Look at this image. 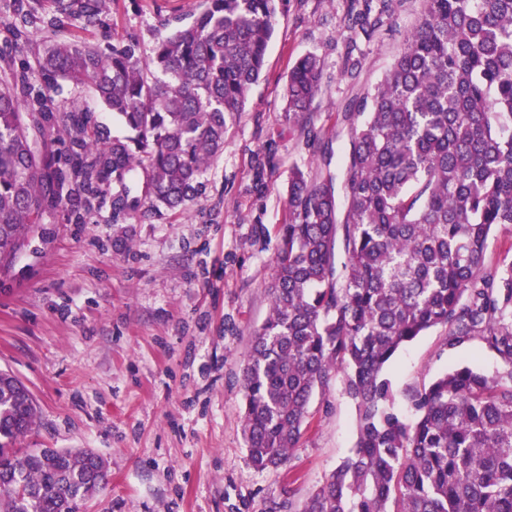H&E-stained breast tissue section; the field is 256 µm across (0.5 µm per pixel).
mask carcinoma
Listing matches in <instances>:
<instances>
[{
    "instance_id": "carcinoma-1",
    "label": "carcinoma",
    "mask_w": 512,
    "mask_h": 512,
    "mask_svg": "<svg viewBox=\"0 0 512 512\" xmlns=\"http://www.w3.org/2000/svg\"><path fill=\"white\" fill-rule=\"evenodd\" d=\"M118 0H0V276L43 217L88 224L111 199L124 224L185 207L259 82L276 0H199L147 46L75 35L29 56L38 32L105 29ZM419 23L374 88L352 97L342 176L323 149L295 166L269 288L272 312L242 369L243 434L258 470L282 467L318 392L342 375L358 412L353 455L303 512H512V262L486 264L512 228V0H422ZM394 0H349L369 40ZM90 86L98 108L69 99ZM320 59L295 60L288 123L307 141ZM116 117L112 135L97 109ZM478 342L506 374L457 365L402 393L387 368L431 329ZM27 386L0 371V512H80L107 462L84 448H20L36 426Z\"/></svg>"
}]
</instances>
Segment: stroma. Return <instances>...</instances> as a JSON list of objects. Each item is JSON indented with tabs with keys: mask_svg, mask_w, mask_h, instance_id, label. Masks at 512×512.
Instances as JSON below:
<instances>
[{
	"mask_svg": "<svg viewBox=\"0 0 512 512\" xmlns=\"http://www.w3.org/2000/svg\"><path fill=\"white\" fill-rule=\"evenodd\" d=\"M197 0H118L110 34L151 42L164 18ZM421 0H399L393 20L371 39H353L346 0H286L261 80L183 210L152 218L68 224L54 215L0 281V369L37 405L25 448H88L108 463L105 489L82 512H270L292 500L301 512L356 440L357 411L333 378L310 406V426L288 462L259 471L248 461L240 370L249 340L271 309L276 230L286 217L283 187L292 167H315L328 148L341 162L348 143L337 114L391 66ZM354 51L361 65L344 72ZM319 56L325 95L309 120L307 146L288 126L284 86L290 64ZM277 168L255 188V158ZM502 371L472 342L455 349L436 328L402 348L388 375L397 392L421 387L451 367Z\"/></svg>",
	"mask_w": 512,
	"mask_h": 512,
	"instance_id": "35a3bbf8",
	"label": "stroma"
}]
</instances>
